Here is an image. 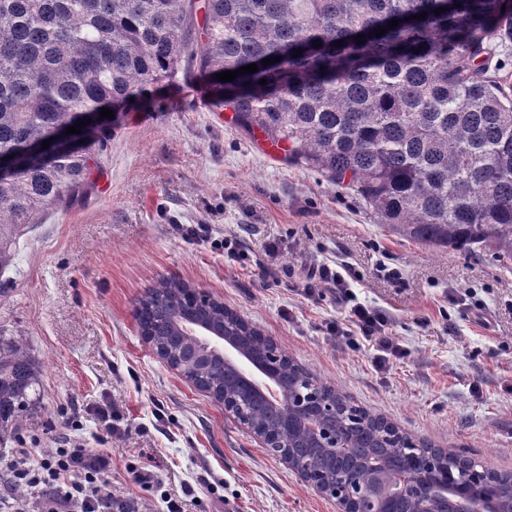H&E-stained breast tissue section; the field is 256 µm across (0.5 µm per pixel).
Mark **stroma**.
<instances>
[{
    "label": "stroma",
    "mask_w": 512,
    "mask_h": 512,
    "mask_svg": "<svg viewBox=\"0 0 512 512\" xmlns=\"http://www.w3.org/2000/svg\"><path fill=\"white\" fill-rule=\"evenodd\" d=\"M188 73L148 87L120 115L80 202L42 215L15 241L0 274V334L23 337L41 370L39 404L0 452L51 448L63 423L90 448H111L114 490L164 512V494L193 486L188 512H336L225 414L222 404L160 360L140 334L137 299L175 278L209 291L312 373L414 438L470 450L512 471V260L435 249L384 228L350 189L289 163L283 148L199 106ZM180 224H209L187 241ZM245 255L230 263L216 240ZM277 243L268 257L265 247ZM348 263L359 300L392 317L405 356L385 372L370 350L326 335L332 298L293 290L302 271ZM279 270V281L261 277ZM401 271L396 281L388 269ZM466 305H446L448 291ZM110 403L128 430L109 440L96 416ZM149 465L145 491L134 468Z\"/></svg>",
    "instance_id": "35a3bbf8"
}]
</instances>
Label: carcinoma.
<instances>
[{"mask_svg": "<svg viewBox=\"0 0 512 512\" xmlns=\"http://www.w3.org/2000/svg\"><path fill=\"white\" fill-rule=\"evenodd\" d=\"M193 7L0 0V157L14 162L0 178V273L13 266L24 227L91 183L112 120L82 126L72 148L45 159L27 148L102 107L125 110L148 86L175 81L183 60L237 124L347 185L390 231L512 259V94L495 60L512 41V0H207L200 43L185 26ZM392 20L399 25L390 29ZM252 63L253 74L216 79ZM188 312L223 316L166 279L135 317L159 349L218 390L224 362L185 339L179 319ZM39 385L23 339L0 335V440L36 409ZM336 399V425L356 447L390 448L397 426Z\"/></svg>", "mask_w": 512, "mask_h": 512, "instance_id": "carcinoma-1", "label": "carcinoma"}]
</instances>
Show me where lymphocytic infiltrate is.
Instances as JSON below:
<instances>
[{"instance_id":"obj_1","label":"lymphocytic infiltrate","mask_w":512,"mask_h":512,"mask_svg":"<svg viewBox=\"0 0 512 512\" xmlns=\"http://www.w3.org/2000/svg\"><path fill=\"white\" fill-rule=\"evenodd\" d=\"M306 298L332 294L343 307V318L325 326L328 335L357 351L369 347L378 370L404 349L390 331L391 320L380 308L358 301L345 263H324L310 269L301 282ZM112 454L75 443L51 452L16 448L0 455V512H13V495L25 490V512H140L138 498L113 493L108 475Z\"/></svg>"}]
</instances>
